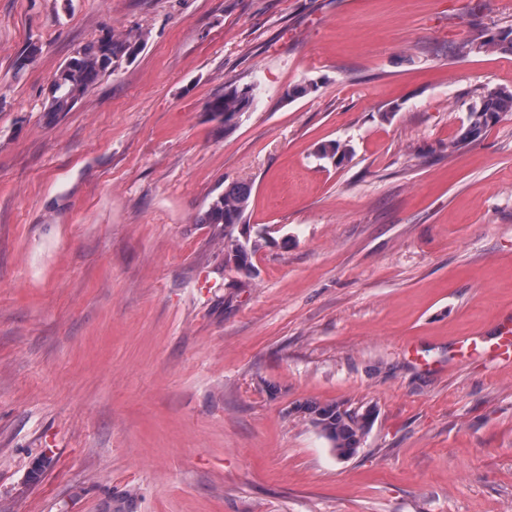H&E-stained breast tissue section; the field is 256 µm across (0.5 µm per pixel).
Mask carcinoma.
Instances as JSON below:
<instances>
[{
	"instance_id": "cac0c4a2",
	"label": "carcinoma",
	"mask_w": 512,
	"mask_h": 512,
	"mask_svg": "<svg viewBox=\"0 0 512 512\" xmlns=\"http://www.w3.org/2000/svg\"><path fill=\"white\" fill-rule=\"evenodd\" d=\"M140 38L133 35L114 37L112 41L95 40L80 46L86 63L69 70L64 75H56L57 91L51 98L48 114L57 117L73 110L75 105L92 89L105 71L97 67L99 58L117 56L123 45L136 43ZM497 49L512 52V27L501 29L484 41L474 44L464 42L455 48L459 55L475 50ZM246 87L233 81L224 83V93L214 97L208 103L210 112H242L244 100L241 93ZM512 115V91L490 90L480 96L467 115V126L461 142H470L498 123L502 117ZM318 154L340 166L352 160L348 146L339 143L322 144ZM252 194V186L247 183H231L224 191L212 197L206 211L199 219L202 224L224 225V264L231 265L247 278L255 276L253 256L267 243L266 232L260 230L248 240L242 242L234 236L236 226L245 223V215ZM310 422L331 443L341 456H350L357 452L371 424L372 415L366 411L359 413L342 408L338 404L316 405L307 408Z\"/></svg>"
}]
</instances>
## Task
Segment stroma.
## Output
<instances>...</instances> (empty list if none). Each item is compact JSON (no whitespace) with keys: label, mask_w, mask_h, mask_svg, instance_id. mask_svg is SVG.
Here are the masks:
<instances>
[{"label":"stroma","mask_w":512,"mask_h":512,"mask_svg":"<svg viewBox=\"0 0 512 512\" xmlns=\"http://www.w3.org/2000/svg\"><path fill=\"white\" fill-rule=\"evenodd\" d=\"M510 26L512 0H0V512H512V360L458 351L512 314V116L459 142L512 54L453 52ZM128 33L47 122L74 50ZM233 182L252 278L198 221ZM330 403L372 414L352 456L305 412ZM249 86H240L235 81H227L224 83V93L214 97L208 103L209 112H246L244 110V100L241 93L250 89ZM240 115V116H241Z\"/></svg>","instance_id":"35a3bbf8"}]
</instances>
